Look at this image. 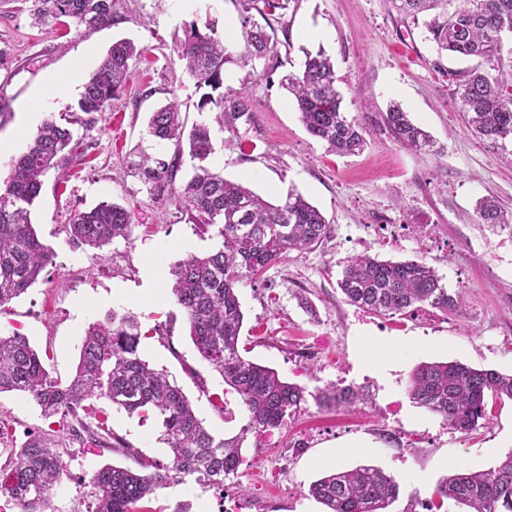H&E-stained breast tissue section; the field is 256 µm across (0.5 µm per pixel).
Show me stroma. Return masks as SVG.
<instances>
[{"mask_svg":"<svg viewBox=\"0 0 512 512\" xmlns=\"http://www.w3.org/2000/svg\"><path fill=\"white\" fill-rule=\"evenodd\" d=\"M214 19L220 32L239 28L236 0H119L117 18L86 35L75 27L38 28L27 14L0 9V45L11 49L0 87L11 99L0 118V140L25 150L43 118L73 116L80 146L49 173L31 208L39 239L55 251L38 282L0 307V332H17L47 352L53 376L68 379L87 327L109 311L135 313L147 334L142 356L166 368L212 433L230 437L243 423L239 397L192 344L185 316L167 282L170 265L217 248L218 238L190 222L175 202L151 194L130 172L139 153L172 158L174 144L157 145L147 132L150 112L178 97L186 124L207 123L213 171L268 200L296 187L326 217L324 245L289 257L239 290L244 356L302 385L308 396L283 425L248 435L245 462L223 493L200 486L158 490L150 512L176 500L191 512H249L253 501L278 503V512H323L309 485L329 469L374 465L394 475L402 493L391 512H413L434 498L440 481L457 469L486 471L512 450V401L490 405V423L466 437L413 404L406 385L423 361H459L512 373V224L482 223L476 202L495 198L512 214V166L501 149L467 131L447 69L468 61L438 59L423 24L397 15L390 0H290L275 24L277 77L254 78L256 128L239 139L224 130L218 111L201 112L200 94L179 57L184 26ZM127 38L141 49L129 80L93 126L78 112L82 83L112 42ZM324 49L344 77L343 107L369 129L357 155L327 152L305 130L279 76L298 71L306 52ZM431 133L444 152L402 148L384 124L390 102ZM130 213L129 238L100 252L72 245L71 216L100 202ZM435 267L449 292L461 293V313L424 307L406 316H375L347 304L337 282L358 254ZM306 296L314 313L299 302ZM368 384L372 399L350 409L324 406L331 387ZM223 392L224 410L209 402ZM108 424L147 457L165 458L155 420L109 409ZM123 457L88 446L73 448L71 476L56 488L49 512H85L90 480Z\"/></svg>","mask_w":512,"mask_h":512,"instance_id":"stroma-1","label":"stroma"}]
</instances>
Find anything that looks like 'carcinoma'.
<instances>
[{
    "label": "carcinoma",
    "mask_w": 512,
    "mask_h": 512,
    "mask_svg": "<svg viewBox=\"0 0 512 512\" xmlns=\"http://www.w3.org/2000/svg\"><path fill=\"white\" fill-rule=\"evenodd\" d=\"M27 11L32 23L48 26L68 18L86 34L110 25L116 0H11ZM240 40L224 44L215 21L194 20L184 31L180 57L196 80L208 88L198 108H216L222 126L234 136L256 128L255 104L247 82L224 93L225 66L233 64L250 77L270 79L278 68V38L271 22L288 0H238ZM264 7H258V3ZM394 8L414 19L425 14L426 29L438 54L477 61L465 71L449 70L465 127L499 146L512 137V0H392ZM258 13L262 21L253 18ZM137 53L129 39H119L82 83L78 108L86 115L107 111L129 78ZM298 73L280 85L294 98L307 132L330 152L351 155L366 144V125L347 116L334 62L323 49L304 51ZM262 70H257V66ZM397 142L415 150L440 152L431 136L399 105L384 117ZM148 133L178 146L173 160L145 153L133 171L156 196H169L200 227L215 229L222 246L190 255L170 270L171 292L182 308L190 339L201 358L240 397L245 423L232 437L212 434L181 388L166 370L143 359L142 325L131 312H108L84 331L75 374L64 384L50 376L42 357L19 333L0 334V393L20 392L59 431L26 430L16 437L14 421L0 419V501L13 512H47L53 490L70 475L65 456L75 445L91 443L118 453L131 465H105L91 478V507L86 512H137L134 505L151 499L180 477L224 490V480L237 477L244 462L243 443L250 432L278 428L305 401L304 387L283 380L277 371L244 358L239 350L244 314L238 287L262 278L288 254L311 252L328 240L332 225L297 190L271 203L250 188L224 178L208 165L214 153L205 123L190 127L181 118V103L172 97L151 113ZM73 135L64 124L48 119L32 135L26 149L8 161L0 185V307L31 288L52 264L53 249L42 242L31 222V210L44 179L59 167ZM188 155L193 174L181 187L173 172ZM485 224H511L512 216L491 198L478 202ZM76 247L101 250L128 237L129 213L118 203L101 202L76 213L68 224ZM338 288L346 303L377 316L411 313L425 305L444 312L461 310L460 295L448 293L436 270L424 262L380 260L367 254L350 258ZM406 391L412 401L442 417L449 429L471 435L488 420L487 397L512 401V374L478 369L459 362H422L413 369ZM106 400L119 410L159 422L157 441L168 450L166 461L144 457L125 438L109 432L95 402ZM320 402L352 406L370 401L358 387H341L319 396ZM309 496L324 512H388L401 485L379 467L336 469L309 486ZM437 495L470 507V512H512V451L486 472L456 471L439 484Z\"/></svg>",
    "instance_id": "obj_1"
}]
</instances>
